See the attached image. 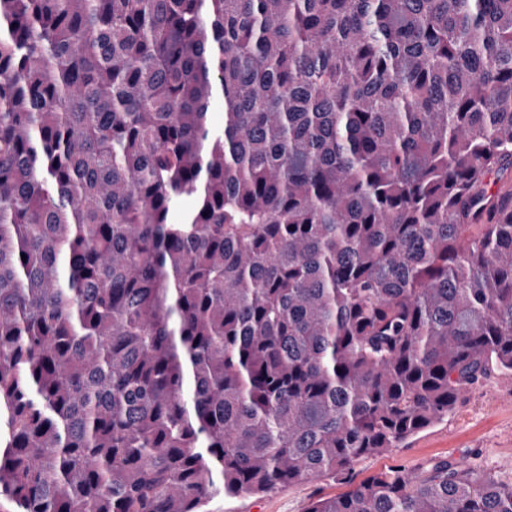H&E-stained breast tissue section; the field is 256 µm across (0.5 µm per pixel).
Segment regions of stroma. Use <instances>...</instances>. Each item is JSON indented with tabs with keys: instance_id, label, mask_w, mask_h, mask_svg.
<instances>
[{
	"instance_id": "1",
	"label": "stroma",
	"mask_w": 512,
	"mask_h": 512,
	"mask_svg": "<svg viewBox=\"0 0 512 512\" xmlns=\"http://www.w3.org/2000/svg\"><path fill=\"white\" fill-rule=\"evenodd\" d=\"M452 459L480 466L512 482V379L496 378L474 388L440 423L391 451L368 456L355 465L364 479L395 465L409 469ZM342 478L300 482L264 496L243 495L214 501V512H307L310 503L346 492Z\"/></svg>"
}]
</instances>
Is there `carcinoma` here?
Returning <instances> with one entry per match:
<instances>
[{
  "mask_svg": "<svg viewBox=\"0 0 512 512\" xmlns=\"http://www.w3.org/2000/svg\"><path fill=\"white\" fill-rule=\"evenodd\" d=\"M511 167L512 0H0V512H512L352 476L512 377ZM348 490L340 477L299 482L264 496L243 495L215 500L209 509L221 512H306L317 498L338 496Z\"/></svg>",
  "mask_w": 512,
  "mask_h": 512,
  "instance_id": "obj_1",
  "label": "carcinoma"
}]
</instances>
